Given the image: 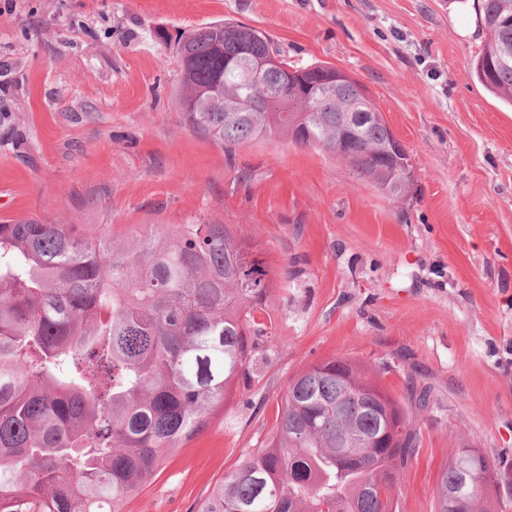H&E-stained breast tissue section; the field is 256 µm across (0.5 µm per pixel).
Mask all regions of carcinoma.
I'll return each instance as SVG.
<instances>
[{"instance_id":"carcinoma-1","label":"carcinoma","mask_w":512,"mask_h":512,"mask_svg":"<svg viewBox=\"0 0 512 512\" xmlns=\"http://www.w3.org/2000/svg\"><path fill=\"white\" fill-rule=\"evenodd\" d=\"M488 33L474 74L512 106V0H482ZM264 63L254 78L241 49ZM175 100L185 123L230 150L272 137L336 154L342 107L359 98L374 118L347 158L388 193L390 166L360 144L392 131L367 88L347 78L340 103L306 116L304 86L330 66L297 67L244 23L179 35ZM287 85L286 110L262 105ZM258 243L226 224H166L123 242L103 224H0V512H122L170 454L201 433L233 387L251 377L271 336L268 272ZM353 358L312 364L289 381L272 433L224 474L197 512H399L400 475L417 454L414 409ZM494 469L456 449L440 469L448 491ZM500 496L470 491L458 512H495Z\"/></svg>"}]
</instances>
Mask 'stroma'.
<instances>
[{"label": "stroma", "mask_w": 512, "mask_h": 512, "mask_svg": "<svg viewBox=\"0 0 512 512\" xmlns=\"http://www.w3.org/2000/svg\"><path fill=\"white\" fill-rule=\"evenodd\" d=\"M222 20L363 83L413 165L404 202L282 138L226 151L174 101L179 32ZM477 0H0V222L229 224L270 272L250 380L123 512H196L272 430L290 378L352 357L428 396L400 512L482 449L512 512V107L473 66Z\"/></svg>", "instance_id": "35a3bbf8"}]
</instances>
